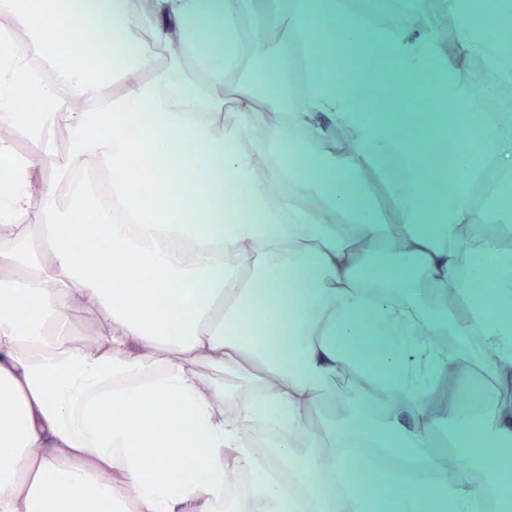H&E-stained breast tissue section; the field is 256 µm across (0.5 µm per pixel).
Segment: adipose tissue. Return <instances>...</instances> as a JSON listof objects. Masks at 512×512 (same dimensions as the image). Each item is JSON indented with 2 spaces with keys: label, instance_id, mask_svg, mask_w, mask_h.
<instances>
[{
  "label": "adipose tissue",
  "instance_id": "1",
  "mask_svg": "<svg viewBox=\"0 0 512 512\" xmlns=\"http://www.w3.org/2000/svg\"><path fill=\"white\" fill-rule=\"evenodd\" d=\"M280 4L154 0L155 17L173 25L195 73L162 72L105 109L76 112L62 98L151 63L129 0H0L12 19L0 27V128L29 130L37 150L55 128L69 132L37 224L24 221L30 165L0 140V512H224L231 469L252 477L234 512H478L469 466L448 477L433 427L399 423L397 405L423 415L430 376L448 370L447 350L417 340L418 330L437 333L448 315L421 320L395 294L424 285L441 297L457 281L467 317L453 323L455 335L484 339L493 365L512 364V251L460 235L478 218L512 223L511 211L477 208L480 193L512 181V139L498 133L501 114L489 112L485 166L469 150L445 158L433 149L468 108L473 85L462 59L479 58L512 85V48L485 34L512 27V0H443L460 35L455 55L430 28L380 23L361 0H292L291 53L255 68L238 89L245 105L236 124H216L210 113L221 103L210 88L261 51L259 42L243 43L240 18L273 25ZM90 20L109 41L93 67ZM16 27L33 32L64 95L16 53ZM295 59L305 96L290 104ZM367 71L384 88L386 111L357 102L355 78ZM413 91L433 99L434 110L411 111ZM258 93L266 112L247 105ZM270 110L286 113L269 132L272 176L288 186L276 201L239 147ZM321 115L348 133L350 150L315 152L326 136ZM444 159L455 176L431 207L429 185ZM86 163L108 175L110 206L70 189ZM368 170L405 214L402 230L415 244L395 266L365 267L357 247L363 239L372 253L392 250L386 215L361 181ZM61 184L69 188L63 198ZM315 193L341 223L303 205ZM244 243L248 278L230 262ZM371 274L382 286L373 296L365 289ZM77 310L95 327L90 344L69 336ZM364 350L379 381L397 392L378 395L363 435L429 473L408 492L364 482L365 463L343 454L297 455L293 439L307 413ZM246 355L270 382L237 400L228 417L223 378L200 377L194 367L220 370ZM448 418L487 455L512 449V407L466 414L452 404ZM256 422L278 431L277 460L303 497L287 493L272 462L255 455Z\"/></svg>",
  "mask_w": 512,
  "mask_h": 512
}]
</instances>
